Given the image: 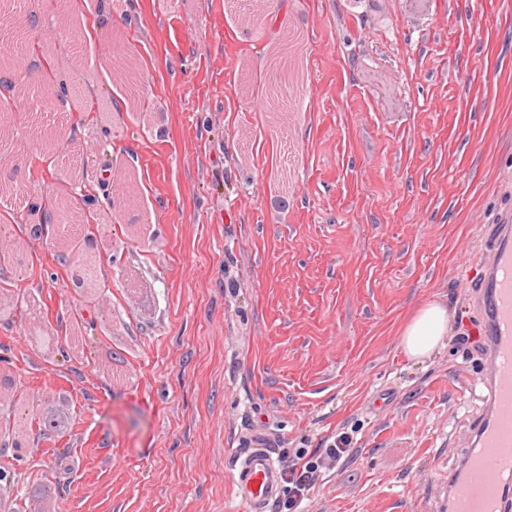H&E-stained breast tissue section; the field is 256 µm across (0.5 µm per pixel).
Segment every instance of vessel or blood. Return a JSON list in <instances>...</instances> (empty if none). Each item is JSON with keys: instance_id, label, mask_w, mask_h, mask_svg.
<instances>
[{"instance_id": "b4317fda", "label": "vessel or blood", "mask_w": 512, "mask_h": 512, "mask_svg": "<svg viewBox=\"0 0 512 512\" xmlns=\"http://www.w3.org/2000/svg\"><path fill=\"white\" fill-rule=\"evenodd\" d=\"M470 299L482 338L483 405L469 421V448L448 478V512H512V209L481 227ZM233 483L243 512H267L281 492V469L264 443L239 457Z\"/></svg>"}]
</instances>
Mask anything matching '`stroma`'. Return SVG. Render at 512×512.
<instances>
[{"label":"stroma","mask_w":512,"mask_h":512,"mask_svg":"<svg viewBox=\"0 0 512 512\" xmlns=\"http://www.w3.org/2000/svg\"><path fill=\"white\" fill-rule=\"evenodd\" d=\"M249 2L27 0L69 102L57 140L0 141L22 187L0 196V512H239L254 431L283 468L350 435L304 512H434L481 405L463 264L512 205V0H259L260 31ZM89 17L92 47L117 33L134 57L142 109L63 45ZM284 78L287 109H254ZM54 196L91 223L43 225ZM428 303L448 328L407 358ZM62 395L66 431L42 430ZM447 324L448 316L439 305H423L400 330L403 351L413 358L424 356L438 344Z\"/></svg>","instance_id":"stroma-1"}]
</instances>
